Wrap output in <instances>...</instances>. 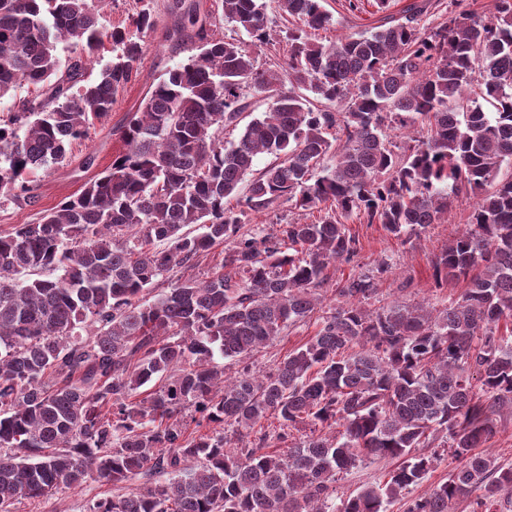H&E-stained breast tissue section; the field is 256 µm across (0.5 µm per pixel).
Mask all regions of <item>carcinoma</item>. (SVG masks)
I'll return each mask as SVG.
<instances>
[{
    "instance_id": "cac0c4a2",
    "label": "carcinoma",
    "mask_w": 512,
    "mask_h": 512,
    "mask_svg": "<svg viewBox=\"0 0 512 512\" xmlns=\"http://www.w3.org/2000/svg\"><path fill=\"white\" fill-rule=\"evenodd\" d=\"M221 6L247 39L212 38L194 4L175 0L168 38L197 53L148 92L122 154L40 222L0 233V512L93 478L160 473L91 512H451L469 497L472 512H508L512 467L483 447L512 415L500 332L512 330V0H496L489 21L449 0L433 28L412 0L332 44L311 37L332 21L322 0H276L297 22L279 29L266 0ZM130 25L156 20L142 9ZM274 35L286 83L256 66ZM106 39L117 61L87 82ZM142 52L125 30L103 31L96 0H0V98L22 83L44 93L0 119V196L31 193L26 172L63 162ZM257 96L265 111L224 145ZM391 128L405 140L389 143ZM262 153L275 160L256 174ZM462 195L477 197L470 222L433 265L437 286L461 287L456 300L371 309L380 264L337 282V305L273 370L246 364L317 310L333 263L357 256L348 219L410 237ZM285 203L319 217L242 231L248 213ZM219 244L224 265L207 280L143 300ZM219 358L242 368L227 375ZM270 415L279 430L256 429ZM334 424L339 435L315 434ZM445 445L460 465L408 496ZM371 457L398 465L336 497L339 475Z\"/></svg>"
}]
</instances>
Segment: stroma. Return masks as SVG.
Returning a JSON list of instances; mask_svg holds the SVG:
<instances>
[{"mask_svg": "<svg viewBox=\"0 0 512 512\" xmlns=\"http://www.w3.org/2000/svg\"><path fill=\"white\" fill-rule=\"evenodd\" d=\"M406 0H390L387 10H380L376 0H361L358 10H350L348 0H325L324 7L332 17L327 30L319 31L323 42L333 43L375 25L382 13L398 14ZM148 6L157 24L142 36L143 53L135 65L130 83L120 89L111 112L94 121L84 139L71 143L62 163L31 171L27 180L33 187L31 196L0 199V232L18 224L37 222L44 211L55 208L67 198L81 193L84 187L109 168L123 151L122 131L132 113L137 112L147 92L167 69L187 60L193 54V43L174 45L165 37L173 15L172 0H108L101 11L106 27H126L129 18L141 6ZM476 203L463 198L453 203L448 221L431 225L420 237L402 243L382 225L359 219L349 220L347 227L360 241V251L352 262H338L329 269L333 282L384 263L388 271L380 285L379 299L415 303L421 300L443 308L458 292L453 288H436L432 279V262L447 243L454 228L467 224ZM116 489L103 480H91L76 488H65L53 495L24 501L19 512H89L98 500L112 497Z\"/></svg>", "mask_w": 512, "mask_h": 512, "instance_id": "stroma-1", "label": "stroma"}]
</instances>
